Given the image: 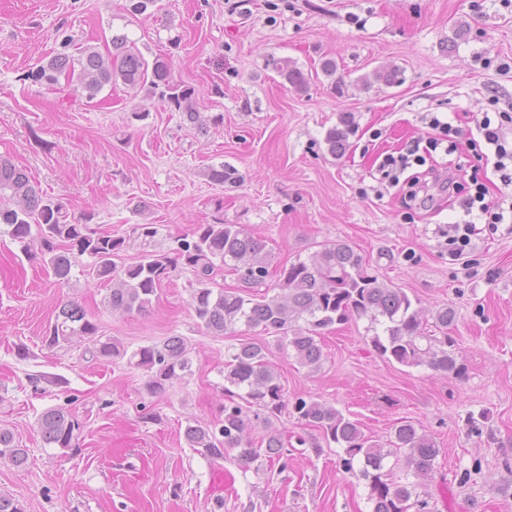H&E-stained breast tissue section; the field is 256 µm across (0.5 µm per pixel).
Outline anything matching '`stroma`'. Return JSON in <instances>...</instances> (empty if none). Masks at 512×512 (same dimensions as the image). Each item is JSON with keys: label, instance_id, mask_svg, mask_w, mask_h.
I'll list each match as a JSON object with an SVG mask.
<instances>
[{"label": "stroma", "instance_id": "stroma-1", "mask_svg": "<svg viewBox=\"0 0 512 512\" xmlns=\"http://www.w3.org/2000/svg\"><path fill=\"white\" fill-rule=\"evenodd\" d=\"M129 0H0V155L24 167L43 193L99 230L125 237L124 263L169 252L195 225L242 224L265 239L273 266L345 242L364 269L430 310L452 307L461 375L405 367L373 349L368 322L326 334L320 371L270 343L288 397H313L384 441L404 421L422 425L440 454L428 486L434 512H512V223L473 236L449 263L432 231L461 221L441 181L425 207L405 184L380 182L386 155L419 144L425 167L454 169L472 190L468 132L490 97L512 108V0H157L148 15ZM127 34L146 60L168 62L206 123L123 85L86 99L27 75L63 39L106 51ZM288 58L309 75L292 88L268 61ZM336 62L334 75L321 69ZM398 73L395 83L377 79ZM355 132L345 154L325 138L342 117ZM457 128L432 148L431 117ZM234 181L210 182V167ZM153 224L155 237L131 236ZM79 260L67 278L0 234V428L28 450L24 466L0 460V493L24 512H371L364 481L336 462L318 431L291 414L276 425L304 446L286 469H243L189 448L190 425L211 423L224 400V356L260 330L213 336L192 307L190 267L178 266L148 312L112 310L110 289ZM82 305L100 336L127 350L171 336L190 347L191 371L151 394L147 374L123 358H96L77 337L48 347L60 305ZM49 408L83 425L80 445H45ZM483 415L481 436L467 429Z\"/></svg>", "mask_w": 512, "mask_h": 512}]
</instances>
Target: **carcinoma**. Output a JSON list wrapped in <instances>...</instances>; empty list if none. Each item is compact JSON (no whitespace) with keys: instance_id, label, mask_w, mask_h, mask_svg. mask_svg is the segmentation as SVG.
<instances>
[{"instance_id":"cac0c4a2","label":"carcinoma","mask_w":512,"mask_h":512,"mask_svg":"<svg viewBox=\"0 0 512 512\" xmlns=\"http://www.w3.org/2000/svg\"><path fill=\"white\" fill-rule=\"evenodd\" d=\"M274 69L292 87L308 84V76L288 58L275 59ZM34 81L56 85L64 80L89 100L104 88L122 83L130 89L149 87L159 98L184 113L193 127L201 125L193 106L192 91L173 82L169 65L156 58L148 62L125 34L111 38L103 54L91 46L72 47L70 39L29 73ZM329 129L326 144L331 154L346 151L351 134L348 121ZM91 216L71 221L62 204L43 196L28 173L6 156H0V227L26 253L38 252L54 274L64 279L77 260L93 259L95 279L112 284L108 303L114 310L146 311L162 281L176 270L178 261L193 269L196 285L193 308L199 324L208 333L222 336L243 324L259 328L274 337L296 363L315 372L321 368L324 332L351 318L369 321L371 343L380 356L407 367L426 366L453 373L459 370L455 343L448 325L455 319L450 307L432 314L415 304L400 288H391L365 273L363 257L349 244L325 245L307 260L296 259L279 270L280 293L271 297L213 288L217 272L227 268L239 276L246 288L265 284L270 274L271 253L265 240L252 235L241 224H199L192 234L177 240L174 255L150 254L144 260L117 265L125 238L94 230ZM434 320L439 331L428 329ZM98 326L75 302L59 307L55 321L45 331L46 343L57 347L74 336L89 339L98 357L130 354L134 366L149 375L147 388L153 394L191 370L186 342L171 336L161 343L127 352L123 346L101 340ZM224 405L220 418L208 426H189L185 439L189 447L214 456L224 450L236 451L235 459L249 467L260 457L275 464L288 457L291 449L275 426L274 419L291 407L301 423L316 428L326 443L344 449L340 466L367 482L371 512H433L428 482L436 469L439 449L423 428L405 421L396 426L390 440L382 443L366 435L358 422L336 407L313 398L288 396L276 369L268 360V348L255 342H241L228 348L224 361ZM267 429L262 446L247 436L248 410ZM43 441L59 448H71L81 435V423L69 411L53 408L38 419ZM27 450L16 444L13 434L0 429V459L16 466L27 461ZM403 462L410 481H395L385 470L387 459Z\"/></svg>"}]
</instances>
